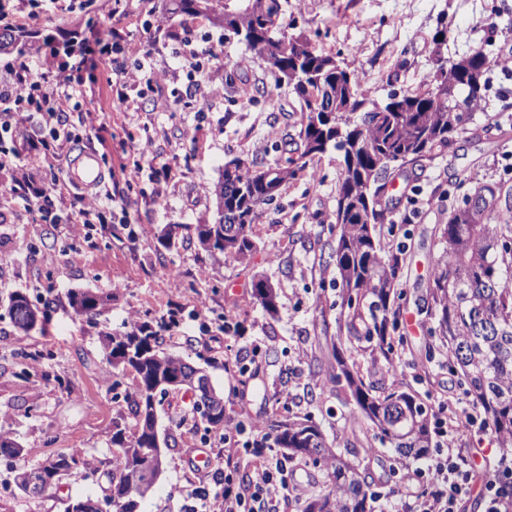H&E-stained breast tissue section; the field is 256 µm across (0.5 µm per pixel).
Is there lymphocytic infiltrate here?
<instances>
[{
    "mask_svg": "<svg viewBox=\"0 0 512 512\" xmlns=\"http://www.w3.org/2000/svg\"><path fill=\"white\" fill-rule=\"evenodd\" d=\"M129 11V0H112L113 24L94 29L61 73H54L49 59L27 56L0 70V132L12 141L9 156L0 157V172L23 188L24 199H36L49 213H64L75 230L92 224L103 207L115 202V195L89 194L82 208L73 210L63 183L46 187L37 182L34 169H60L73 141L70 103L84 93L86 74L112 63L114 47L125 43L122 22ZM432 419L436 446L416 469L426 485L410 498L393 493L391 512H459L460 503L472 492V475L458 442L466 433L485 430L481 412L459 398L438 404ZM261 442V432H254L247 450L254 471L246 480L233 482L227 473L237 455L236 449L228 448L223 466L214 468L206 482L177 487L185 502L183 512H281L282 505L298 499L299 489L285 460Z\"/></svg>",
    "mask_w": 512,
    "mask_h": 512,
    "instance_id": "1",
    "label": "lymphocytic infiltrate"
}]
</instances>
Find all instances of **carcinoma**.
Instances as JSON below:
<instances>
[{
  "mask_svg": "<svg viewBox=\"0 0 512 512\" xmlns=\"http://www.w3.org/2000/svg\"><path fill=\"white\" fill-rule=\"evenodd\" d=\"M169 13L203 17L214 26L234 31L250 48L267 44L273 52L268 63L291 86L302 108L300 142L293 156L268 167L226 164L212 189L211 221L194 225L205 250L236 261L249 260L256 250L254 225L262 205L307 168L314 157L333 147L343 152L342 174L336 200V246L329 259L336 267V289L344 309L339 326L344 342L370 351L373 371L389 384L370 380L343 349L334 348L327 373L336 387L347 390L357 415L377 429L399 458H417L432 447L429 407L398 377L394 360L395 336L403 320L395 305L396 279L402 264L399 253L389 254L377 233L386 220L381 195L391 167L416 164L449 149L456 135L467 130L485 100V75L506 59L482 51L439 65L418 91L393 93L378 104L369 99L362 78L336 57L307 41L290 37L281 22L279 0H170ZM36 34L4 26L0 49L22 53ZM321 99L316 110L311 102ZM502 187L478 183L463 204L448 212L441 233L442 253L435 262L427 303L435 327L431 334L448 346V369L463 380L464 392L487 411L502 448H512V211L500 206ZM253 297L269 313L277 312V292L265 277L254 284ZM112 295L69 293V305L78 315L91 316L107 306ZM54 301L32 304L16 293L9 303L13 326L29 333L46 322ZM162 324L142 321L124 331L103 335L112 375L135 374L137 384L125 402L135 432L122 428L112 433V456L106 476L112 512H140L153 493L143 463L155 448L156 415L153 398L167 392L159 384L180 375L188 381L178 389L196 390L193 413L205 432H221L229 425L224 393L205 370L183 357L159 348ZM269 447L282 448L290 459L311 458L325 467L323 490L303 512H368L372 475L364 461L370 450L349 440L338 452L318 425L307 417H288L266 426ZM24 453L9 435L0 432V458L17 459ZM60 458L77 464L58 473L54 486L99 469V461L81 452Z\"/></svg>",
  "mask_w": 512,
  "mask_h": 512,
  "instance_id": "cac0c4a2",
  "label": "carcinoma"
}]
</instances>
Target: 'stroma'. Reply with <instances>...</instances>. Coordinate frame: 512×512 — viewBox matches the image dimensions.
I'll return each mask as SVG.
<instances>
[{"label":"stroma","mask_w":512,"mask_h":512,"mask_svg":"<svg viewBox=\"0 0 512 512\" xmlns=\"http://www.w3.org/2000/svg\"><path fill=\"white\" fill-rule=\"evenodd\" d=\"M22 12L11 23L47 39L42 54L69 32L87 35L111 24L110 0H71L68 12L56 14L46 0H21ZM281 21L288 34L303 36L319 50L338 55L362 77L372 100L419 90L424 75L440 59H457L481 50L512 53V0H280ZM165 0H133L124 25L128 44L116 54L118 68L134 69L149 60L165 78L159 85H122L115 71H104L90 95L75 109L97 115L95 131L73 125L83 147L96 151L104 170L133 171L143 150L159 155L162 173L143 171L121 185L122 202L109 206L102 223L67 233L49 214L25 202L11 182L0 178V426L25 450L35 465L47 457L83 449L104 461L112 452V428L132 429L124 396L136 384L132 373L111 385L112 366L100 337L122 328L129 317H175L159 339L165 351L205 368L224 393L228 416L243 426L268 425L288 416H308L328 440L344 446L377 444L371 423L360 419L355 404L312 374L310 364L326 367L337 340L341 307L334 286L336 273L326 259L336 240L337 187L342 155L336 150L310 161L264 205L255 228L257 249L241 264L202 250L194 225L210 221L209 194L225 163L240 159L266 167L294 148L302 128L301 103L293 91L278 85L276 73L232 31L182 15L164 17ZM450 27L443 49L434 36L439 16ZM494 17L497 30L484 20ZM220 70L224 83L208 96V107L195 105L200 73ZM494 81L512 87V74L495 72ZM277 87V106L266 89ZM490 89L486 115L507 126L506 135L482 132L486 116L476 117L479 132L457 137L447 152L417 165L394 168L397 191L385 195L386 221L379 225L390 251H402L397 278L399 306L407 323L399 353L409 386L428 404L459 393V378L442 358L447 349L429 329L426 288L441 252L440 230L450 206L461 204L479 182L512 186V94ZM456 185H449L450 176ZM177 226L174 248L165 249V228ZM262 275L277 293V314L254 301L252 282ZM25 293L32 303L54 299L44 332L23 334L14 328L7 296ZM72 291L108 293L111 304L94 319L76 315L68 304ZM292 392L283 402V392ZM193 398L173 391L158 408L160 436L173 437L164 451L165 469L142 512H181L172 496L175 486L195 480L190 454L204 448L218 454L217 434L194 433L186 419ZM461 452L472 463L475 492L460 512H484L481 477L486 461L499 455L492 431L464 436ZM393 452L370 462L373 502L381 512L384 496L394 487L419 491L417 480L400 479L391 466ZM106 478L87 472L70 479L50 495L20 498L10 463L0 459V512H63L70 498L102 499Z\"/></svg>","instance_id":"35a3bbf8"}]
</instances>
